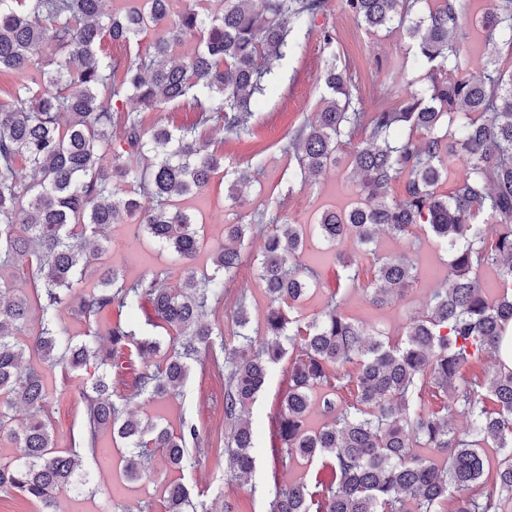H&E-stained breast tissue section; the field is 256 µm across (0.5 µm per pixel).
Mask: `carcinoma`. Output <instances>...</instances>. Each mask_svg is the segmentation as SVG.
Returning a JSON list of instances; mask_svg holds the SVG:
<instances>
[{
  "label": "carcinoma",
  "mask_w": 512,
  "mask_h": 512,
  "mask_svg": "<svg viewBox=\"0 0 512 512\" xmlns=\"http://www.w3.org/2000/svg\"><path fill=\"white\" fill-rule=\"evenodd\" d=\"M173 0H145L108 15L102 0H0V73L16 75L0 101V269L18 270L25 287L0 280V440L18 456L0 461V490H14L38 512H58L54 492L83 490L90 481L83 458L99 435L112 431L126 453L128 480L151 478L160 451L169 467L184 470L200 449V432L182 423L179 432L135 417L140 397L180 391L190 362L209 351L206 314L224 301V279L243 261L251 224L224 225V248L213 257L214 274L198 276L188 265L200 248L194 216L178 202L201 194L224 171V154L208 150L198 127L223 125L226 137L250 133L251 119L278 62L307 43L290 38L288 26L317 33L326 46L335 34L317 25L329 0H224L211 17L189 6L170 19ZM370 32L398 29L410 39L399 72H425L422 86L372 88L400 98L395 108L369 110L352 83L349 64L323 73L329 95L315 120L288 136L283 153L295 158L292 178L308 182L350 154L359 201L323 211L316 224L334 246L348 239L359 255H340V273L325 308L309 318L303 298L319 285L314 270L299 263V224L272 219L256 258L269 307L252 327L246 293L234 312L238 345L224 349V416L231 425L224 445L225 473L232 480L254 466L253 429L241 409L264 387L269 370L295 350L288 388L275 416L277 454L320 464L309 480L277 485L268 512H512V368L500 359L502 336L512 324V72L487 62L465 72L460 45L461 0H441L422 13L423 0H342ZM148 27L157 31L154 53L135 59L104 56V36L131 44ZM479 27L484 41L512 53V0H497ZM193 36L186 60L173 51ZM186 102L198 117L190 126L146 127L145 112ZM125 147H112L116 129ZM112 154L111 166L101 160ZM233 172L228 197L249 184L262 159ZM465 174L450 191L448 166ZM402 183L399 195L393 185ZM131 185L125 193L122 186ZM133 217L153 240L185 262L183 284L167 287L164 272L129 282L115 268L97 285H75L104 264V230ZM405 238L429 229L450 254L448 285L433 290L425 311L405 334L373 337L342 311L345 294L361 288L374 305L404 296L417 281L409 256L377 257L369 249L381 229ZM373 277L364 283V260ZM496 272L491 299L475 276ZM150 305L157 325L175 333L163 340L140 334L133 318ZM126 313L107 330L75 340L56 322L64 307L87 325L112 311ZM39 313L41 329L30 343L18 340ZM163 354V362L149 360ZM118 356L143 363L131 391L116 390L108 368ZM61 368L81 404L79 438L57 449L49 394L33 360ZM486 363L482 376L466 374ZM356 365L352 373L347 365ZM440 408L423 412L425 398ZM319 400L327 422L307 426ZM21 406L26 417L16 419ZM471 422L457 431L456 418ZM419 448L448 452L440 465ZM165 512H213L182 483L168 485Z\"/></svg>",
  "instance_id": "carcinoma-1"
}]
</instances>
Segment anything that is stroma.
Segmentation results:
<instances>
[{"mask_svg":"<svg viewBox=\"0 0 512 512\" xmlns=\"http://www.w3.org/2000/svg\"><path fill=\"white\" fill-rule=\"evenodd\" d=\"M495 0H465L464 21L469 30L468 39L461 46V54L470 73H478L492 49L486 45L475 21L490 10ZM319 25L336 33V42L326 47L309 40L301 55H287L275 72L273 90L259 112L252 119V134L243 140L225 138L224 129L209 125L205 136L212 149L224 155L228 172L249 164L254 155H261L263 165L252 186L242 188L237 201H229L226 176L214 178L208 189L185 200V208L202 224L204 242L193 266L198 273H212L211 255L224 241V227L237 222L250 223L257 211L267 209L285 216L290 223L303 225L305 241L300 260L317 269L320 281L301 304L303 315L311 317L325 306L330 289L336 284L339 266L337 252L355 254L359 246L346 241L340 250L327 248L320 240L316 222L328 208L342 209L357 198L353 174L348 159L313 182H295L293 170L282 146L290 130L313 119L319 112L326 94L321 74L334 61H350L352 77L362 90L372 85L389 83L393 68L408 46L402 33L366 31L360 21L343 8L341 0H330L327 12L318 19ZM266 226H259L245 242V259L226 285L224 305L209 313L207 322L223 328L225 345L237 344L234 336V309L240 289H248L253 323H260L269 305L256 278L255 258L258 256ZM108 262L122 270L127 279L134 280L154 271H166L169 287H179L182 266L169 251L138 231L134 223L109 225ZM375 248L378 254L407 253L418 267V280L403 299L377 307L363 291L354 290L344 301L345 314L365 327L384 332L387 336L402 335L411 317L421 313L432 289L444 286L448 275V258L439 248L436 238L424 230H416L403 239L388 231H380ZM287 362L272 367L266 385L257 399L244 411L252 424L255 468L248 479L232 481L224 475V447L221 436L229 427L224 417V376L214 368L212 358L194 364L189 382L183 392L164 399H139L136 408L140 417L159 418L172 428L183 422L197 425L205 447L192 467L181 472L169 469L163 456L153 459L151 480L138 484L127 483L120 473L121 453L111 434L99 437L96 456L85 458L83 467L91 475V490L77 494L71 490L58 493L59 512H165L163 491L165 485L179 481L202 493L208 507L228 506L230 512H266L267 492L274 484H285L306 479L313 471L304 460L279 459L273 451L272 419L287 388ZM50 394L49 413L59 449L70 446V438L78 432L81 411L72 383L65 380L60 369L43 372Z\"/></svg>","mask_w":512,"mask_h":512,"instance_id":"stroma-1","label":"stroma"}]
</instances>
